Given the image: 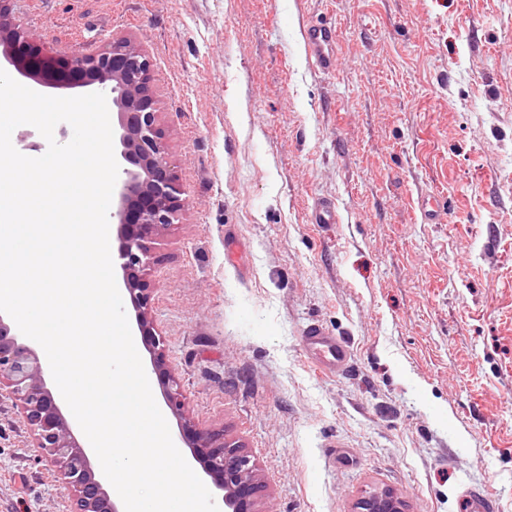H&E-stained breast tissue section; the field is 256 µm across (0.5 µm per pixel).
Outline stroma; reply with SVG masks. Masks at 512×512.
<instances>
[{"label": "stroma", "instance_id": "stroma-1", "mask_svg": "<svg viewBox=\"0 0 512 512\" xmlns=\"http://www.w3.org/2000/svg\"><path fill=\"white\" fill-rule=\"evenodd\" d=\"M40 46L152 60L184 190L146 279L189 416L251 455L261 512H512V0H13ZM335 22V72L303 28ZM448 202L421 223L417 200ZM335 203L314 224L315 199ZM318 324L352 349L319 373ZM0 401V512H69ZM358 509L359 512H405V501L401 493L386 489L364 498ZM460 500L467 512H498V505L487 494L475 489H465Z\"/></svg>", "mask_w": 512, "mask_h": 512}]
</instances>
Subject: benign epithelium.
I'll use <instances>...</instances> for the list:
<instances>
[{
	"instance_id": "1",
	"label": "benign epithelium",
	"mask_w": 512,
	"mask_h": 512,
	"mask_svg": "<svg viewBox=\"0 0 512 512\" xmlns=\"http://www.w3.org/2000/svg\"><path fill=\"white\" fill-rule=\"evenodd\" d=\"M12 0H0V58L14 75L59 91L87 89L105 94L116 108L119 173L112 196L117 257L135 321L157 376L164 404L176 419L180 440L221 496L224 512H258L261 485L254 462L222 431L199 429L186 410L179 380L152 326L151 295L143 275L155 264L152 241L184 207L183 190L170 169L151 90L152 63L129 38L114 36L93 54L50 52L34 44L15 21ZM0 397L20 406L22 417L71 494L70 512H122L107 478L84 449L79 434L55 397L39 351L0 313ZM359 512H405L401 493L386 489L363 499Z\"/></svg>"
}]
</instances>
